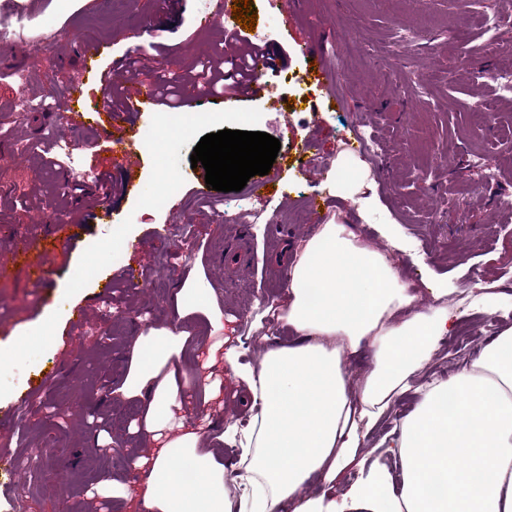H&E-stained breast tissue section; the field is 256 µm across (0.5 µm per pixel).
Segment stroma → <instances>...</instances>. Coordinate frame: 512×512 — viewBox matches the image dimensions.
<instances>
[{"label":"stroma","mask_w":512,"mask_h":512,"mask_svg":"<svg viewBox=\"0 0 512 512\" xmlns=\"http://www.w3.org/2000/svg\"><path fill=\"white\" fill-rule=\"evenodd\" d=\"M255 29L280 60L270 75L281 102L272 111L261 97L242 110L216 113L210 123L162 135L142 154L134 193L117 194V216L92 224L77 248L56 255L66 271L51 287L28 283L23 271L0 274V411L18 409L15 428L0 431V448L16 465L10 485L0 487V512H132L126 492L140 481L129 461L147 454L138 427L141 397H126L122 388L135 375L134 339L154 348V337L170 327L184 309L183 344L170 347L167 365L176 386L191 389L203 371L201 349L225 338L237 352V364L221 374L222 409L212 413L204 436L227 428L243 429L239 404L244 388L237 367L257 366L263 353L292 335L274 320L270 304L288 288L281 275L293 260L291 246L313 236L307 198L320 190L330 195L329 214H341L364 244L389 249L380 225H394L409 246L397 254L402 281L423 291L421 307L432 303L431 287L448 282L449 304L462 289L492 284L512 294V98L498 97L492 75L512 70V0H250ZM503 19L502 48L480 52L485 39L481 19L487 12ZM210 0H115L104 12L97 0H0V22L25 16L26 32L43 52L34 66L0 51V108L11 107L19 93L39 99L46 84L64 91L78 74L73 44H110L109 61L140 62L138 78L178 77L193 81L198 63L224 55V27L205 24ZM424 34L407 59L396 60L392 48L400 28ZM458 41H449L447 29ZM313 38L337 71L335 78L315 81L297 44ZM468 59L459 70L460 59ZM339 99L335 108L317 112L327 90ZM482 102L486 111H474ZM373 128L384 152L379 166L341 150L342 137L357 125ZM224 129L260 131L279 140L312 138L326 159L320 183L288 177L263 201L248 199L225 209V193L196 197L187 178L190 156L201 137ZM57 132L43 109H28L0 120V149L11 150L9 168L0 173V225H14L39 236L43 212L59 211L65 223L85 221L99 191L86 172L82 150L45 164L42 148ZM482 156L480 167L469 166ZM346 167L369 170L373 209L354 204L353 188L339 189L337 176ZM71 171L81 193L62 188L58 176ZM183 178L180 192L146 211L141 199L160 181ZM228 210V219L218 216ZM247 225L251 259L239 269L224 251L238 225ZM127 265L144 268L140 284L116 282L110 302L92 306L83 333L59 344L56 323L71 324L74 307L90 304L112 271ZM214 290L216 306L198 302ZM463 324L470 341L442 337L419 371L422 382H448L478 358L488 343L512 327V317L472 313ZM112 339L102 343L101 330ZM68 356L61 374L43 389L29 392L35 374L49 371ZM66 416L51 415L53 407ZM109 416L107 433L91 435L98 412ZM122 439L106 459L84 456L93 441ZM55 448L51 460L34 465L37 449ZM112 480L108 501L92 496L103 478Z\"/></svg>","instance_id":"1"}]
</instances>
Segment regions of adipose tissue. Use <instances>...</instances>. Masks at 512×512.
Listing matches in <instances>:
<instances>
[{
    "label": "adipose tissue",
    "instance_id": "obj_1",
    "mask_svg": "<svg viewBox=\"0 0 512 512\" xmlns=\"http://www.w3.org/2000/svg\"><path fill=\"white\" fill-rule=\"evenodd\" d=\"M448 293L433 289V304L418 310V289L401 282L389 253L362 245L347 225L324 224L299 245L275 307L295 341L239 373L263 410L233 473L221 448H199V431L185 426V403L160 374L165 357L152 353L141 367L135 388L150 392L141 439L152 453L139 460L149 475L136 512H512V327L448 383L424 388L416 411L379 439L378 457L365 452L461 313L512 304L481 284L456 308ZM367 354L372 366L352 385L348 367ZM184 456L194 458L200 481H184ZM350 468L358 479L341 484ZM230 484L237 497L228 496Z\"/></svg>",
    "mask_w": 512,
    "mask_h": 512
}]
</instances>
